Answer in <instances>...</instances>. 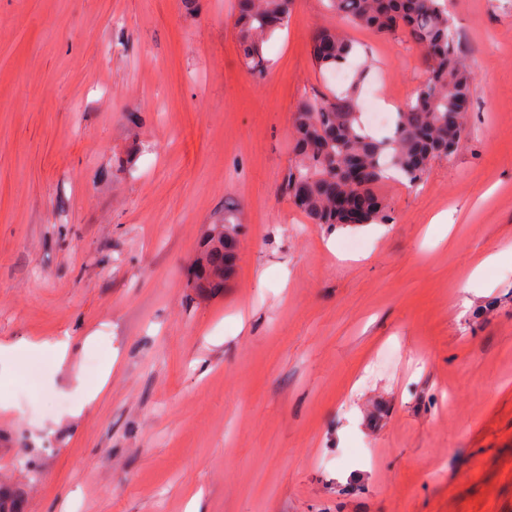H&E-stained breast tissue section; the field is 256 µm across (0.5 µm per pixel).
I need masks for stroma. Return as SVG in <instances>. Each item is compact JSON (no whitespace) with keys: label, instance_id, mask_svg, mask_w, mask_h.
<instances>
[{"label":"stroma","instance_id":"1","mask_svg":"<svg viewBox=\"0 0 512 512\" xmlns=\"http://www.w3.org/2000/svg\"><path fill=\"white\" fill-rule=\"evenodd\" d=\"M449 11L471 135L381 185L390 223L341 228L281 191L298 102L336 85L325 0H295L261 79L234 0H0V485L24 512H512V0ZM346 34L360 108L426 79L406 37ZM228 207L235 271L201 294ZM357 52L339 27L322 28L313 36L312 58L319 69L341 70ZM200 262L192 268V285L199 292H211L220 288H224V284L215 283L211 277L212 267L221 264H228V278L234 267V262L229 256L224 255L223 245L220 240L204 238L200 247Z\"/></svg>","mask_w":512,"mask_h":512}]
</instances>
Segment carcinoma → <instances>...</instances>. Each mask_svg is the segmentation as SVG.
I'll use <instances>...</instances> for the list:
<instances>
[{
    "label": "carcinoma",
    "mask_w": 512,
    "mask_h": 512,
    "mask_svg": "<svg viewBox=\"0 0 512 512\" xmlns=\"http://www.w3.org/2000/svg\"><path fill=\"white\" fill-rule=\"evenodd\" d=\"M294 0H238L237 40L247 68L266 73L265 45L288 24ZM328 9L344 22L387 36L403 32L418 48L426 80L398 112L391 133L377 138L361 119L357 93L363 72L344 90L314 91L293 113L294 154L282 188L314 224H350V208L360 223L386 224L388 205L379 186L393 175L409 185L426 176L431 164L449 159L462 145L475 74L464 63L448 0H329ZM357 52L339 27L313 36L312 58L321 69L341 70ZM234 262L223 245L204 238L200 262L192 268V285L200 292L222 288L211 269ZM0 512H23L15 494L0 487Z\"/></svg>",
    "instance_id": "carcinoma-1"
}]
</instances>
